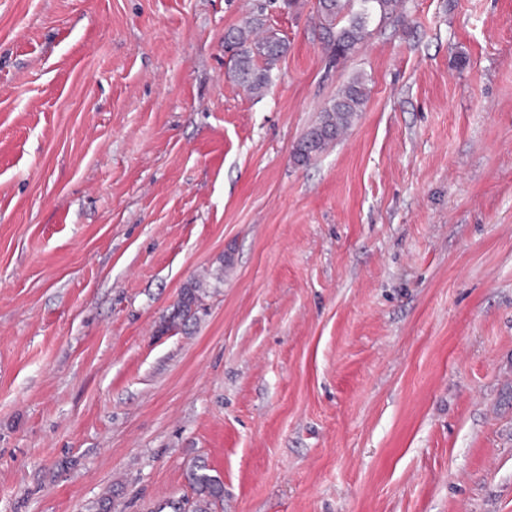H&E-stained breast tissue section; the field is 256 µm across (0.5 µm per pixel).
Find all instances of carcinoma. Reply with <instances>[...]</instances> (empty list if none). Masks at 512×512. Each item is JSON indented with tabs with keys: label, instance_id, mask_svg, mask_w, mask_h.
<instances>
[{
	"label": "carcinoma",
	"instance_id": "obj_1",
	"mask_svg": "<svg viewBox=\"0 0 512 512\" xmlns=\"http://www.w3.org/2000/svg\"><path fill=\"white\" fill-rule=\"evenodd\" d=\"M401 0H315L314 10L323 32L325 45L335 59L354 53L368 35L370 21L377 17L389 19L400 7ZM263 26L253 15L227 33L224 46L233 52L235 78L251 92L262 91L269 72L288 51V41L273 30L262 36L255 31ZM364 80L355 76L345 83L336 99L322 111L320 121L310 128L294 150L296 163L306 165L321 154L351 125L367 101ZM202 309V288L192 282L181 290L169 317L167 329H179L197 318ZM187 481L196 495L197 512H210L211 506L224 497L221 479L207 472L204 466L190 469Z\"/></svg>",
	"mask_w": 512,
	"mask_h": 512
}]
</instances>
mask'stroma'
<instances>
[{"instance_id": "stroma-1", "label": "stroma", "mask_w": 512, "mask_h": 512, "mask_svg": "<svg viewBox=\"0 0 512 512\" xmlns=\"http://www.w3.org/2000/svg\"><path fill=\"white\" fill-rule=\"evenodd\" d=\"M314 3L0 0V512H512V0ZM401 0H315L314 10L325 45L336 59L354 53L368 35L370 21L389 19ZM261 14L247 17L227 33L224 46L233 52L235 78L251 92H261L267 85L269 72L288 51V42L278 32L267 29L254 35L264 23ZM364 80L355 76L345 83L336 94V99L322 111L320 121L310 128L294 150V160L307 165L351 125L358 112H362L367 101ZM202 309V288L200 283L191 282L181 290L174 305L166 330L179 329L187 322L195 320ZM205 466L191 468L186 475L187 481L196 495L197 512H209L211 506L224 497V484L218 476L207 472Z\"/></svg>"}]
</instances>
